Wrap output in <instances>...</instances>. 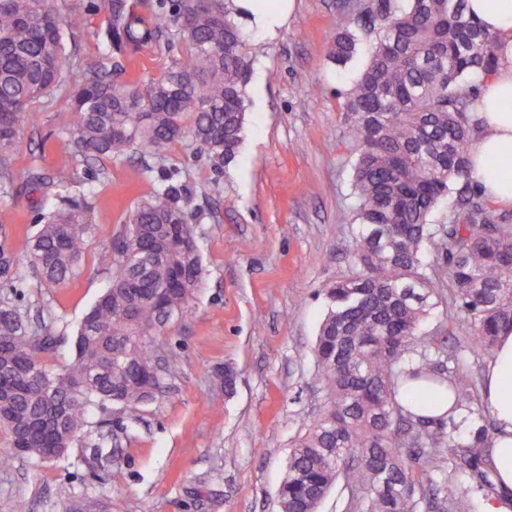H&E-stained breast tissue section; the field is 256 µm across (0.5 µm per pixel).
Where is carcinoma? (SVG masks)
<instances>
[{
	"mask_svg": "<svg viewBox=\"0 0 512 512\" xmlns=\"http://www.w3.org/2000/svg\"><path fill=\"white\" fill-rule=\"evenodd\" d=\"M45 0H0V196L12 194L9 151L34 123L28 105L59 84L65 30L85 19L82 0L66 18ZM448 16V0H367L362 34L373 38L368 63L345 100L357 146L352 173L356 214L351 262L355 274L326 291L327 312L314 348V381L324 395L288 456L277 491L279 512H317L336 481L349 489V512H460L448 465L468 472L477 488L501 494L486 458L490 435L473 425L474 382L453 354L416 343L424 318L442 303L440 262L459 308L457 327L471 346L493 352L512 328V213L494 209L469 177V145L478 127L473 105L480 80L499 63L495 35L467 16ZM189 52L153 82L145 96L115 79L122 60L162 36ZM112 67L89 68L72 96L67 140L88 160L138 150L160 158L190 134L216 164L231 163L241 142L253 60L226 0H159L151 19L126 0H112L103 31ZM359 34H338L332 56L346 61ZM71 173L28 172L27 182L59 205L43 215L25 254L10 246L0 222V286L33 278L49 287L77 275L86 250L87 198L64 196ZM453 195L446 224L429 217ZM188 188L169 184L131 213L113 246L99 256L110 284L76 330L75 361L56 372L42 354L57 337L0 297V427L15 457L44 460L70 448L93 408H135L161 388L149 371L167 315L183 320L199 291L203 265ZM422 381L450 389L460 417L415 413L402 387Z\"/></svg>",
	"mask_w": 512,
	"mask_h": 512,
	"instance_id": "1",
	"label": "carcinoma"
}]
</instances>
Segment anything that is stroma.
<instances>
[{
  "instance_id": "stroma-1",
  "label": "stroma",
  "mask_w": 512,
  "mask_h": 512,
  "mask_svg": "<svg viewBox=\"0 0 512 512\" xmlns=\"http://www.w3.org/2000/svg\"><path fill=\"white\" fill-rule=\"evenodd\" d=\"M85 2V24L66 35L63 83L29 107L37 124L16 142V188L0 197V212L11 245L24 249L50 208L27 183L28 171L68 170L74 179L66 195L95 190L84 217L89 246L74 279L52 287L26 279L16 301L65 336L47 356L48 367L71 363L77 326L111 279L100 253L170 173L208 191L197 201L204 285L192 313L159 338L165 358L177 363L161 391L133 411L92 410L85 435L61 458L0 465V512H15L20 499L30 512H65L81 498L107 500L111 512H278L291 446L324 403L313 380L324 290L353 271L356 147L342 105L370 40L361 38L357 56L344 65L332 60L331 46L339 29H354L359 0H295L275 37L246 31L265 52L252 64L238 153L220 170L188 138L158 159L131 152L90 164L68 144L70 94L89 65L106 60L99 33L112 0ZM187 49L184 41L157 42L125 59L119 79L146 92ZM98 172L102 180L92 181ZM454 313L439 305L419 335L432 348L457 353L465 369L482 377L488 358L459 343ZM228 365L236 380L224 391L211 377ZM114 425L126 426L127 438L103 442Z\"/></svg>"
}]
</instances>
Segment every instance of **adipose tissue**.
Listing matches in <instances>:
<instances>
[{"mask_svg":"<svg viewBox=\"0 0 512 512\" xmlns=\"http://www.w3.org/2000/svg\"><path fill=\"white\" fill-rule=\"evenodd\" d=\"M239 19L275 34L293 12L295 0H232ZM466 11L498 38L499 65L481 83L476 104L480 133L469 149L471 180L500 206H512V0H466ZM481 407L494 424L487 450L497 481L512 489V330L502 331L484 371Z\"/></svg>","mask_w":512,"mask_h":512,"instance_id":"adipose-tissue-1","label":"adipose tissue"}]
</instances>
